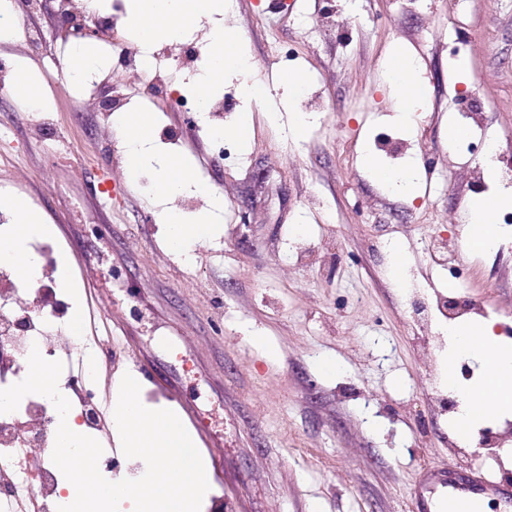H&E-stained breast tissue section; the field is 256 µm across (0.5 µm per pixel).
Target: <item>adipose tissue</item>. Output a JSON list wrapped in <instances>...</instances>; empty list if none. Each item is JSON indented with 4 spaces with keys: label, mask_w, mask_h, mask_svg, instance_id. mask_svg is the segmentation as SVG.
Here are the masks:
<instances>
[{
    "label": "adipose tissue",
    "mask_w": 512,
    "mask_h": 512,
    "mask_svg": "<svg viewBox=\"0 0 512 512\" xmlns=\"http://www.w3.org/2000/svg\"><path fill=\"white\" fill-rule=\"evenodd\" d=\"M224 0H130L128 24L141 42L150 44L177 36L180 30L195 25L201 19L212 23L210 38L212 51L205 72L195 80L202 95L211 94L222 86L224 76L246 68L247 58L238 34L224 30L220 17ZM388 74L394 84L397 110L403 121H410L414 112L422 110L424 98L416 78L413 58L392 55ZM126 130L128 165L137 169L157 163L156 190L159 195L171 196L198 187L199 181L190 160L179 156L156 158L151 150V117L146 112H128L122 117ZM12 208L17 214L16 224L9 236L0 238V260L7 262L19 279H26L29 271V245L46 231L40 216L28 209L22 199H15ZM512 208V193H502L477 201L469 211L468 221L478 227L470 234L469 244L479 251L490 246L497 233V213ZM168 227V248L177 255L189 256L194 246L209 235L207 219L185 223L172 212L160 215ZM454 346L448 353L449 361L458 356L471 357L480 365V382L463 390L462 413L457 423L461 430H477L486 418L488 406L512 411V348L498 344L491 327L457 326L453 332Z\"/></svg>",
    "instance_id": "1"
}]
</instances>
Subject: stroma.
<instances>
[{
  "mask_svg": "<svg viewBox=\"0 0 512 512\" xmlns=\"http://www.w3.org/2000/svg\"><path fill=\"white\" fill-rule=\"evenodd\" d=\"M10 0L17 22L0 39V58L16 60L40 87L39 105L58 127L43 140L35 123H16L23 103L0 91V200L25 198L52 232L58 271L77 294L79 313L96 324L80 332L104 345L94 396L102 411L94 437L112 439L116 381L146 363L147 401L195 411L190 429L218 438L220 470L210 500L229 512H413L414 483L431 466L466 470L475 457L450 455L455 432L431 404L433 379L447 380V352H430L428 328L450 338L441 314L424 326L419 298L448 292L445 272L431 265L434 235L466 240L467 216L483 194L448 167V114L457 77L476 90L492 127L512 131V0H335L348 21L344 35L321 33L325 0H224V25L245 39L246 75L226 76L233 126L251 77L269 98L254 105L240 162L215 160V146L195 131L168 93L146 87L152 102L129 104L154 116L152 144L193 158L202 211L217 224L195 247L193 261L169 252L154 166L130 172L120 129L98 135L93 99L123 94L109 67L65 87L56 34V0L29 14ZM42 32L38 48L24 32ZM414 57L426 104L414 127L395 112L386 59ZM293 52L294 72L324 104L303 140L288 133L291 112L276 86L278 52ZM399 131L413 149L429 196L398 195L376 182L363 155L402 168L407 158L375 149L374 135ZM405 251L392 266L388 246ZM477 268L462 297L493 296L490 321H512V260L495 248L465 249ZM335 359L328 376L316 360ZM171 391H164V384Z\"/></svg>",
  "mask_w": 512,
  "mask_h": 512,
  "instance_id": "stroma-1",
  "label": "stroma"
}]
</instances>
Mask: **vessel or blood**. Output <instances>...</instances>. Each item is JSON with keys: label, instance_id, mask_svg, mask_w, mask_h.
Listing matches in <instances>:
<instances>
[{"label": "vessel or blood", "instance_id": "vessel-or-blood-1", "mask_svg": "<svg viewBox=\"0 0 512 512\" xmlns=\"http://www.w3.org/2000/svg\"><path fill=\"white\" fill-rule=\"evenodd\" d=\"M486 498L511 507L512 486L490 481L476 468L455 478L437 471L432 483L421 487L415 509L416 512H476L479 502Z\"/></svg>", "mask_w": 512, "mask_h": 512}]
</instances>
